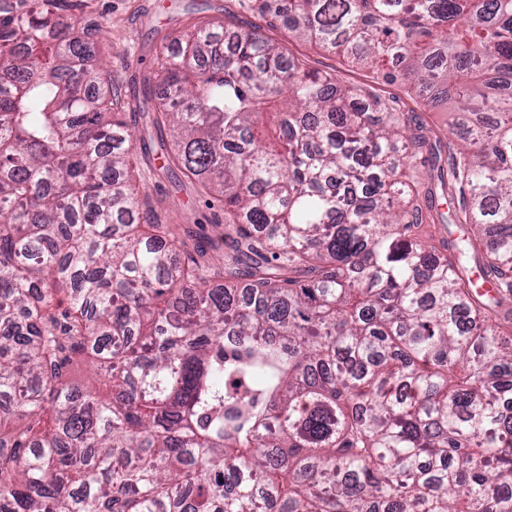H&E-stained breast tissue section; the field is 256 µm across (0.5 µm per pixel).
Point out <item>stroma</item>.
<instances>
[{
    "instance_id": "obj_1",
    "label": "stroma",
    "mask_w": 512,
    "mask_h": 512,
    "mask_svg": "<svg viewBox=\"0 0 512 512\" xmlns=\"http://www.w3.org/2000/svg\"><path fill=\"white\" fill-rule=\"evenodd\" d=\"M75 14L82 27L92 29L94 62L111 73L126 119L135 127L137 143L147 149L137 164L142 210L199 241L217 236L224 205L200 195L179 171L164 169L161 136L151 121L164 92L158 77L161 54L174 49V37L192 18L222 21L229 17L246 29L260 27L268 38L306 57L312 68L336 75L343 85L374 88L383 101L402 112L409 129H421L427 139H434L448 118L447 111L424 107L401 84L376 82L372 73L348 65L337 55L290 40L286 31L270 26L241 0H78Z\"/></svg>"
}]
</instances>
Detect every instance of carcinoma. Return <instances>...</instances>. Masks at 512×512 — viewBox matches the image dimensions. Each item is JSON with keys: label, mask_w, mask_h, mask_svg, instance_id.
Wrapping results in <instances>:
<instances>
[{"label": "carcinoma", "mask_w": 512, "mask_h": 512, "mask_svg": "<svg viewBox=\"0 0 512 512\" xmlns=\"http://www.w3.org/2000/svg\"><path fill=\"white\" fill-rule=\"evenodd\" d=\"M246 5L451 106L460 233L413 234L393 107L207 20L152 115L224 200L177 260L70 0H0V512H512V0ZM70 378L78 384L88 386L93 390H97L101 396H104L109 391V386L99 380L92 370H87L82 363L74 361L70 368Z\"/></svg>", "instance_id": "cac0c4a2"}]
</instances>
